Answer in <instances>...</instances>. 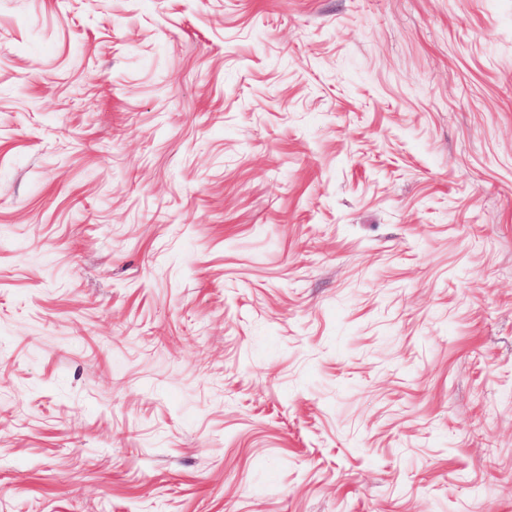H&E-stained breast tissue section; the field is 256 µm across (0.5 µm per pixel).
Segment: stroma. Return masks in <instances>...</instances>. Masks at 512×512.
<instances>
[{
  "label": "stroma",
  "mask_w": 512,
  "mask_h": 512,
  "mask_svg": "<svg viewBox=\"0 0 512 512\" xmlns=\"http://www.w3.org/2000/svg\"><path fill=\"white\" fill-rule=\"evenodd\" d=\"M0 512H512V0H0Z\"/></svg>",
  "instance_id": "1"
}]
</instances>
